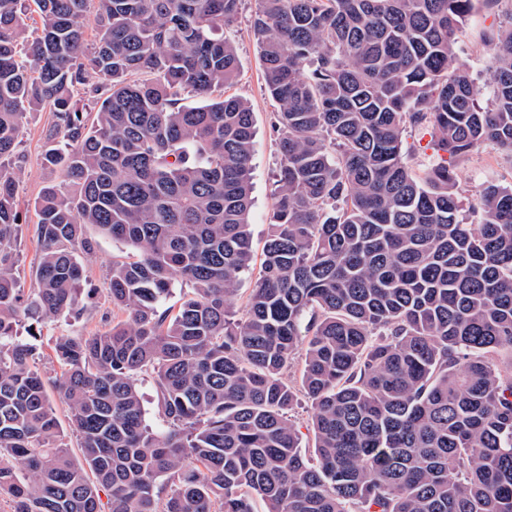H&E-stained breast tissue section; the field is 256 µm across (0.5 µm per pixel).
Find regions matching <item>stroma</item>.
<instances>
[{
  "instance_id": "obj_1",
  "label": "stroma",
  "mask_w": 512,
  "mask_h": 512,
  "mask_svg": "<svg viewBox=\"0 0 512 512\" xmlns=\"http://www.w3.org/2000/svg\"><path fill=\"white\" fill-rule=\"evenodd\" d=\"M254 0H245L237 22L227 28V36L234 42L240 62L238 80L227 87V94L248 102L255 117L256 142L251 161L250 177L253 186L251 224L252 243L255 254H262L267 236V224L277 192V151L271 130V119L276 112L275 103L265 89L259 48L251 28ZM499 16L483 8L476 10L465 22L464 30L456 44L457 58L473 82L479 104H486L492 97L488 81L489 56L481 36L492 25L498 24ZM52 114L48 110L33 113L25 124L21 136L20 152L25 174L19 184L17 204L22 218L21 257L16 275L18 286L27 290L33 287L35 270L40 256L37 237V217L33 204L43 188L56 179V174L43 163V152L47 145L48 128ZM457 185L463 195L487 181L512 183V160L493 146L481 148L458 161L455 166ZM86 234L94 241L91 254L83 256L85 278L81 284V301L84 314L77 319L59 317L48 319L42 325V337L38 343L40 357L37 361L42 373L49 380H56L61 370L50 358L52 337L69 334L88 336L101 330L112 320V305L107 298L108 274L113 260L124 257L129 249L120 242L101 236L96 229L87 228Z\"/></svg>"
}]
</instances>
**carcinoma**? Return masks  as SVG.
I'll list each match as a JSON object with an SVG mask.
<instances>
[{"label":"carcinoma","instance_id":"cac0c4a2","mask_svg":"<svg viewBox=\"0 0 512 512\" xmlns=\"http://www.w3.org/2000/svg\"><path fill=\"white\" fill-rule=\"evenodd\" d=\"M0 0V493L12 512H512V184L465 197L455 162L512 157V9L488 28L480 107L455 45L477 3L255 0L279 160L252 264L248 103L211 99L239 59L242 0ZM37 13L41 32H28ZM198 97L181 104V95ZM49 108L35 284L17 288L30 113ZM435 159L406 160L404 133ZM478 217L461 218L464 207ZM124 243L125 314L57 336L62 442L19 323L79 316L86 227ZM177 309L161 308L175 284ZM169 424H145L137 377ZM310 401L314 454L291 418ZM173 485L165 499L163 488ZM49 393L54 404L61 429L63 430L64 440L68 444L74 459L81 461V450L77 447L78 442L75 434L72 433L68 407L58 399L57 394L53 390L52 386H50Z\"/></svg>","mask_w":512,"mask_h":512}]
</instances>
